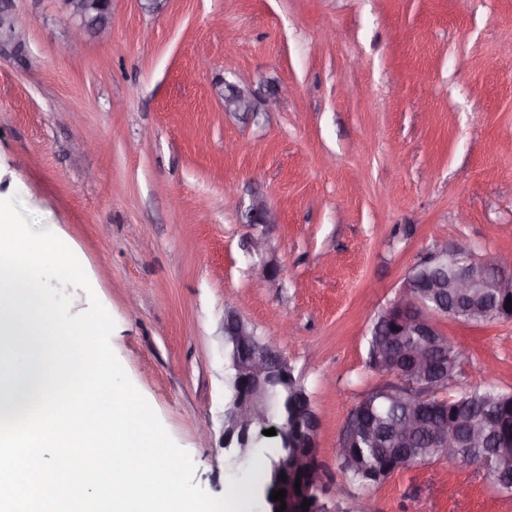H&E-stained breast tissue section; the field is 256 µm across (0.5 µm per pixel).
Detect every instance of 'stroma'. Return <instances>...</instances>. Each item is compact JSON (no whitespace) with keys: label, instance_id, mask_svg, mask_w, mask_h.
<instances>
[{"label":"stroma","instance_id":"35a3bbf8","mask_svg":"<svg viewBox=\"0 0 512 512\" xmlns=\"http://www.w3.org/2000/svg\"><path fill=\"white\" fill-rule=\"evenodd\" d=\"M0 199L76 255L126 374L213 496L256 503L273 447L223 446L224 310L288 358L319 417L339 512H512L476 463L393 473L369 494L336 451L385 375L372 319L423 256L512 253V0H112L111 37L71 38L61 0H0ZM247 79L262 106L230 115ZM263 197L278 285L256 279L245 211ZM290 324L291 335L280 333ZM464 353L450 394L512 392V321L437 320ZM224 100V111L233 114H249L257 112L260 102L256 99L248 86L242 84H224V91L219 93Z\"/></svg>","mask_w":512,"mask_h":512}]
</instances>
